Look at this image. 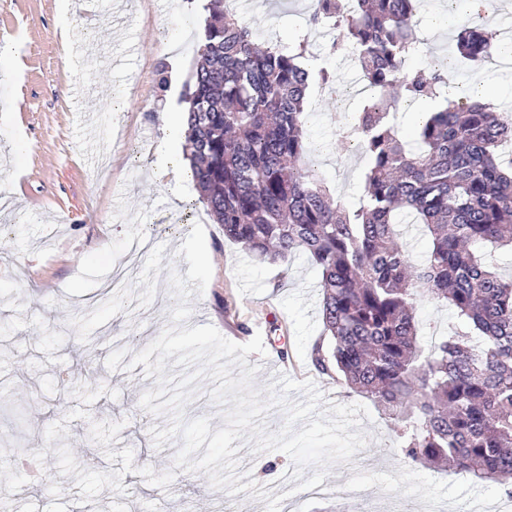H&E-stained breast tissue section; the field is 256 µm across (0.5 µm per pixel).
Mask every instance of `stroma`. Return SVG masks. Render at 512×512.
<instances>
[{"label":"stroma","instance_id":"1","mask_svg":"<svg viewBox=\"0 0 512 512\" xmlns=\"http://www.w3.org/2000/svg\"><path fill=\"white\" fill-rule=\"evenodd\" d=\"M75 2L67 10L62 0H0L15 42L0 52V406L22 395L37 407L21 426L0 415V512H79L76 478L60 475L55 455L74 437L103 472L122 468L107 451H133L125 494L103 490L96 512H228L241 500L265 512L248 493L213 488L205 473L174 470L182 442L155 447L149 429L168 419L141 409L156 383L131 360L171 324L169 273H187L177 250L198 222L213 275L191 297L187 327L210 324L238 344L262 336L264 354L247 357L258 368L255 387L284 375L312 381L325 400L362 403L309 361L324 338L319 271L303 253L259 262L225 238L193 180L154 177L159 114L182 109L204 0H96L91 10ZM238 12L259 42L285 47L308 36L341 84L358 81L351 53L331 52L333 31L307 30L308 0H238ZM473 20L466 0H423L413 24L432 60L449 54ZM358 106L353 98L336 111L314 91L307 109L317 170L349 206L363 193L367 161L340 127ZM124 257L134 277L107 288L114 260ZM367 409L359 421L365 447L333 466L319 491L289 494L282 474L293 465L279 451L255 456L242 447L240 468L265 460L255 481L283 496L281 512H462L480 504L512 512L504 485L405 462L389 419L375 404ZM103 421L123 424L106 450L90 439ZM142 467L174 471V480L150 485Z\"/></svg>","mask_w":512,"mask_h":512}]
</instances>
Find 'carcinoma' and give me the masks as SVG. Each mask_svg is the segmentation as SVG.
<instances>
[{
	"label": "carcinoma",
	"mask_w": 512,
	"mask_h": 512,
	"mask_svg": "<svg viewBox=\"0 0 512 512\" xmlns=\"http://www.w3.org/2000/svg\"><path fill=\"white\" fill-rule=\"evenodd\" d=\"M420 0H311L309 24L336 31L332 48L357 54L366 88L347 125L368 160L366 188L348 210L318 175L305 138L312 85L340 90L309 67L304 36L261 47L249 24L209 0L186 83L188 158L201 202L224 237L260 261L307 254L316 264L331 345L311 361L371 400L412 463L481 481L512 479V280L479 253L512 248V171L500 149L512 122L489 103L447 90L445 67L407 66L423 52L411 20ZM497 32L466 25L454 52L493 60ZM434 110L407 135L401 109ZM414 217L429 237L412 267L398 226ZM451 306L464 326L425 349L415 304Z\"/></svg>",
	"instance_id": "carcinoma-1"
}]
</instances>
